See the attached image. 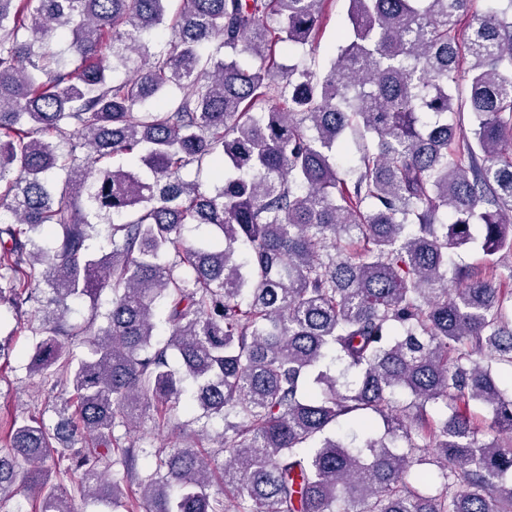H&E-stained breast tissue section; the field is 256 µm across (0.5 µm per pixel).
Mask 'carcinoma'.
Wrapping results in <instances>:
<instances>
[{
    "label": "carcinoma",
    "mask_w": 512,
    "mask_h": 512,
    "mask_svg": "<svg viewBox=\"0 0 512 512\" xmlns=\"http://www.w3.org/2000/svg\"><path fill=\"white\" fill-rule=\"evenodd\" d=\"M170 2L0 0V322L43 287L56 416L0 427V505L23 472L30 512H512V0H345L320 70L280 45L325 0ZM187 384L224 458L114 436Z\"/></svg>",
    "instance_id": "cac0c4a2"
}]
</instances>
